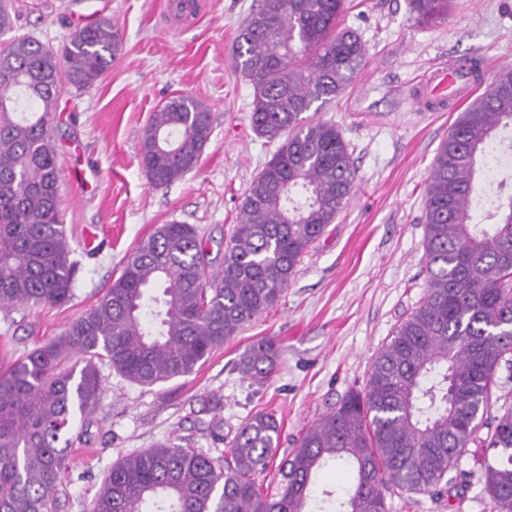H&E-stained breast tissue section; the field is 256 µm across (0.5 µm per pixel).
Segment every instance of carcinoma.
Listing matches in <instances>:
<instances>
[{
    "label": "carcinoma",
    "instance_id": "carcinoma-1",
    "mask_svg": "<svg viewBox=\"0 0 512 512\" xmlns=\"http://www.w3.org/2000/svg\"><path fill=\"white\" fill-rule=\"evenodd\" d=\"M430 24L448 0H409ZM345 0H260L239 28L233 61L253 88L255 132L281 143L247 189L220 270L190 224H162L127 257L99 301L64 332L0 369V512H57L77 421L100 401V365L145 387L187 376L280 300L308 247L354 187L347 143L312 121L367 59L342 23ZM121 44L109 19L75 29L60 52L29 37L0 49V311L62 306L75 263L59 204L53 122L62 82L93 85ZM512 131V69L458 114L439 147L424 199L428 271L422 303L376 353L365 386L307 426L281 462L282 482L259 476L278 450L270 411L248 415L224 467L198 448L158 443L118 459L90 512H307L318 472L348 465L354 480L338 512H387L386 492L430 493L474 443L492 512H512V407L491 414L497 368L512 366V195L490 197L487 231L473 222L478 164L492 168ZM208 108L178 96L153 112L140 142L148 182L162 188L193 171L211 136ZM158 287L160 296L150 295ZM278 346L263 338L237 367L264 382ZM486 436H481L482 428Z\"/></svg>",
    "mask_w": 512,
    "mask_h": 512
}]
</instances>
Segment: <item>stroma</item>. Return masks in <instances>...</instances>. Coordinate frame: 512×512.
I'll return each mask as SVG.
<instances>
[{
  "instance_id": "obj_1",
  "label": "stroma",
  "mask_w": 512,
  "mask_h": 512,
  "mask_svg": "<svg viewBox=\"0 0 512 512\" xmlns=\"http://www.w3.org/2000/svg\"><path fill=\"white\" fill-rule=\"evenodd\" d=\"M193 21L165 16L169 0H11L14 27L0 48L31 35L61 46L100 18L120 30V51L90 88L62 84L53 128L60 172L59 210L81 268L62 307H22L0 316V367L62 334L89 310L137 243L160 225H194L213 269L236 224L244 194L278 147L250 124L253 89L232 50L258 0H200ZM345 25L368 58L353 83L318 118L349 145L355 188L345 208L303 254L276 306L246 324L190 375L142 387L102 367L104 391L69 450L57 512H88L119 458L171 442L229 454L248 412L273 411L277 456L305 428L362 388L377 350L421 303L426 290L425 182L455 109L428 112L415 101L424 74L475 58L512 67V0H450L446 20L421 24L408 0H347ZM193 96L211 113L212 133L197 168L152 188L139 164L143 130L171 98ZM275 337L279 359L256 384L236 367L256 341ZM482 451L469 446L464 503L441 494H386L388 512H491L479 482Z\"/></svg>"
}]
</instances>
